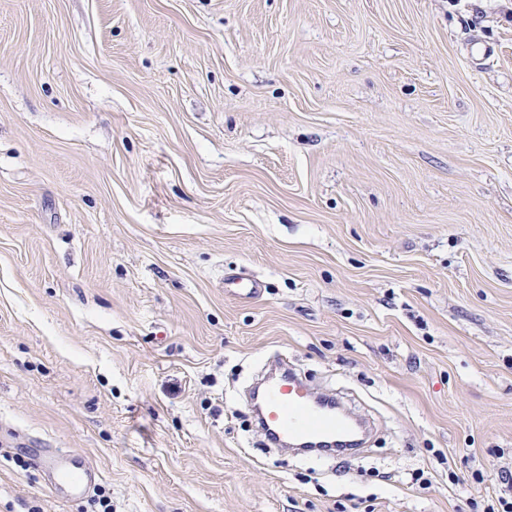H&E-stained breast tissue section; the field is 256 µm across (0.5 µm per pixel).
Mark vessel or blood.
<instances>
[{"label":"vessel or blood","mask_w":512,"mask_h":512,"mask_svg":"<svg viewBox=\"0 0 512 512\" xmlns=\"http://www.w3.org/2000/svg\"><path fill=\"white\" fill-rule=\"evenodd\" d=\"M224 289L250 299L261 283L242 271L226 277ZM252 401L260 430L275 447L332 454L337 441L351 430L339 403L312 395L303 377L288 366L264 378L254 388ZM32 464L46 476L53 498L63 502L84 499L101 476L96 467L54 448L35 449Z\"/></svg>","instance_id":"1"}]
</instances>
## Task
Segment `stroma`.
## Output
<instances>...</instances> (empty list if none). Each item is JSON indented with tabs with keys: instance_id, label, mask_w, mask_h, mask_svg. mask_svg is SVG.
I'll return each mask as SVG.
<instances>
[{
	"instance_id": "stroma-1",
	"label": "stroma",
	"mask_w": 512,
	"mask_h": 512,
	"mask_svg": "<svg viewBox=\"0 0 512 512\" xmlns=\"http://www.w3.org/2000/svg\"><path fill=\"white\" fill-rule=\"evenodd\" d=\"M279 354L366 451L265 445ZM505 470L512 0H0V512H481ZM261 289V282L245 271L224 278V292H231L240 299L255 297ZM32 465L47 477L53 498L63 502L84 499L101 476L96 467L54 448H36Z\"/></svg>"
}]
</instances>
